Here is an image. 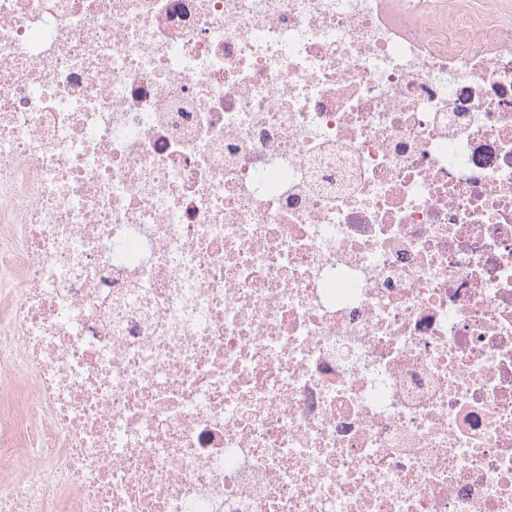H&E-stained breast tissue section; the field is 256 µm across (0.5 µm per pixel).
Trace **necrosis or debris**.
I'll return each mask as SVG.
<instances>
[{
  "mask_svg": "<svg viewBox=\"0 0 512 512\" xmlns=\"http://www.w3.org/2000/svg\"><path fill=\"white\" fill-rule=\"evenodd\" d=\"M0 512H512V0H0Z\"/></svg>",
  "mask_w": 512,
  "mask_h": 512,
  "instance_id": "1",
  "label": "necrosis or debris"
}]
</instances>
